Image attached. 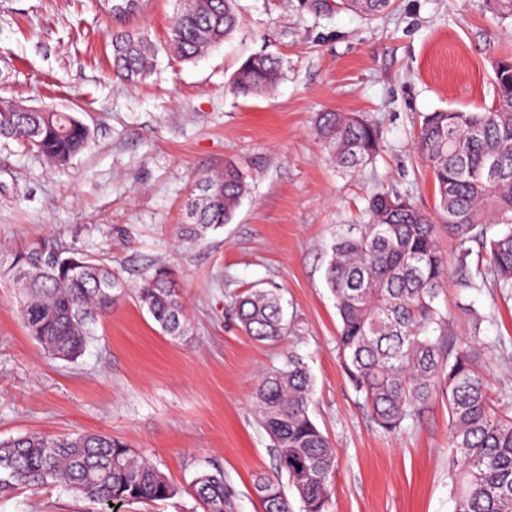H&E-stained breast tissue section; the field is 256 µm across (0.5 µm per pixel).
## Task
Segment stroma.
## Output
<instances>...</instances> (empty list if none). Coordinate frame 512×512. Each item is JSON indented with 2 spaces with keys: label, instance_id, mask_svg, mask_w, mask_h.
Listing matches in <instances>:
<instances>
[{
  "label": "stroma",
  "instance_id": "obj_1",
  "mask_svg": "<svg viewBox=\"0 0 512 512\" xmlns=\"http://www.w3.org/2000/svg\"><path fill=\"white\" fill-rule=\"evenodd\" d=\"M175 0H151L112 18L100 0H0V98L53 105L90 130L66 166L0 140V257L54 237L118 270L125 295L94 327L84 354L49 358L18 313V290L0 277V440L34 432L108 433L156 465L177 488L126 512H203L187 488L222 469L238 512H262L253 478L278 473L253 408L261 371L295 356L313 379L311 416L337 453L329 512H453L448 407L433 398L388 433L375 424L342 363L340 321L325 282L337 232L360 221L387 188L425 211L436 192L414 148L424 113L495 101L492 63L512 53V22L487 0H396L366 20L318 13L301 0H239L241 24L193 61L160 55L132 85L110 71L112 31H147L164 43ZM283 61L270 90L234 94L247 57ZM373 120L382 151L346 173L318 138L317 113ZM233 164L249 194L230 224L187 244L177 235L197 181ZM172 265L189 331L163 332L134 292L153 265ZM273 289L288 333L258 342L232 320L234 294ZM449 334L478 340L496 404L512 407V298L446 283L437 301ZM0 512H92L60 486L0 495Z\"/></svg>",
  "mask_w": 512,
  "mask_h": 512
}]
</instances>
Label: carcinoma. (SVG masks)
<instances>
[{"label":"carcinoma","mask_w":512,"mask_h":512,"mask_svg":"<svg viewBox=\"0 0 512 512\" xmlns=\"http://www.w3.org/2000/svg\"><path fill=\"white\" fill-rule=\"evenodd\" d=\"M393 0H339L336 6L366 19L389 11ZM240 23L236 0H179L166 47L190 61L229 38ZM159 49L141 31L112 33V72L132 82L153 73ZM280 61L272 54L247 58L233 75L244 98L274 85ZM495 102L482 112L440 110L423 115L416 149L428 163L437 195L435 214L380 188L367 199L363 224L336 236L325 279L341 327L345 370L374 422L386 432L421 412L441 394L448 405V474L454 512H512V416L490 399L483 357L471 343L447 336L435 305L448 261L439 230L459 244L457 268L465 288L487 285L512 293V57L494 63ZM316 133L336 165L354 173L380 149L373 123L356 113L322 112ZM89 129L67 112H16L0 98V139H16L64 166L87 145ZM186 205L179 234L195 243L231 223L249 185L231 164L205 175ZM485 247L472 252L466 243ZM23 292L22 318L38 344L62 360L82 355L92 325L107 315L126 285L111 267L53 238L30 241L3 269ZM136 299L160 328L182 336L187 328L175 273L158 266ZM232 311L258 341L288 333L280 297L256 289L238 295ZM435 325L439 337L428 336ZM313 383L297 357L263 374L253 402L272 440L276 468L288 477L301 512H328L336 452L310 415ZM19 484H58L94 505L164 501L178 490L150 462L109 435L78 432L57 438L26 433L0 441V493ZM254 489L263 512H292L281 485L258 475ZM192 496L204 512H237V493L217 469L198 475Z\"/></svg>","instance_id":"cac0c4a2"}]
</instances>
